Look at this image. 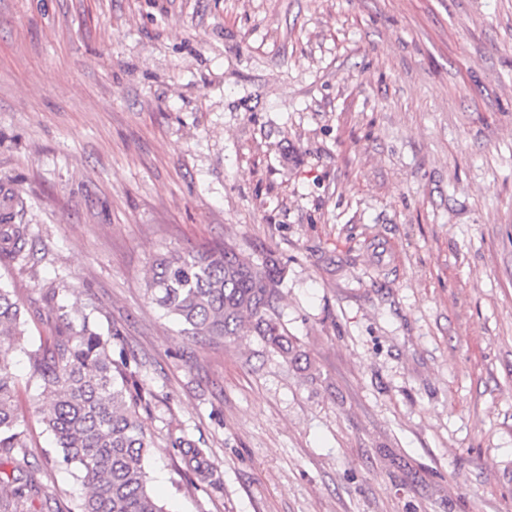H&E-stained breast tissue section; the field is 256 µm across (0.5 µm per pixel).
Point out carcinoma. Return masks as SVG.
<instances>
[{
	"label": "carcinoma",
	"instance_id": "1",
	"mask_svg": "<svg viewBox=\"0 0 512 512\" xmlns=\"http://www.w3.org/2000/svg\"><path fill=\"white\" fill-rule=\"evenodd\" d=\"M23 207L17 196L0 211V253L14 260L33 254L29 225L15 223ZM281 274L275 259L259 265L225 245L157 259L147 294L189 339L251 333L295 363L300 354L293 341L269 315ZM42 299L54 312L58 331L51 346L26 350L30 379L39 390L28 416L18 409L12 361L13 352L24 348V305L0 285V464L15 471L0 477V512H24L25 501L37 493L28 461L32 416L54 436L59 463L79 473L87 487L79 512H165L148 488L145 460L155 442L136 412L142 396L133 390L131 359L122 350L113 358L112 337L98 332L90 315L80 313L74 324L67 288L51 286ZM170 445L197 482L217 484L206 449L185 436L171 437Z\"/></svg>",
	"mask_w": 512,
	"mask_h": 512
}]
</instances>
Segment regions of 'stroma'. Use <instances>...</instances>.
<instances>
[{
    "label": "stroma",
    "instance_id": "35a3bbf8",
    "mask_svg": "<svg viewBox=\"0 0 512 512\" xmlns=\"http://www.w3.org/2000/svg\"><path fill=\"white\" fill-rule=\"evenodd\" d=\"M10 193L45 255L0 284L32 343L64 281L137 361L167 512H512V0H0ZM224 242L278 261L298 362L150 303ZM29 440L26 512H77ZM170 445L171 448H177L185 471L197 482L207 485L217 484L210 456L205 448H200L195 441L185 436H171Z\"/></svg>",
    "mask_w": 512,
    "mask_h": 512
}]
</instances>
